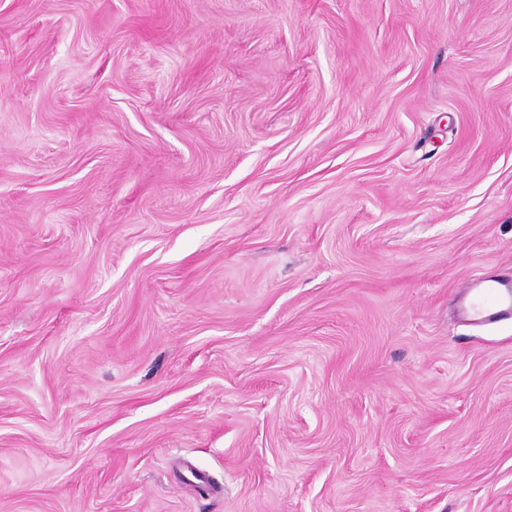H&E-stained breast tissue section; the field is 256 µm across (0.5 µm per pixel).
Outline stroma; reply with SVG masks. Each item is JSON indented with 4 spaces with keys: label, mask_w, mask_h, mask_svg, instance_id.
<instances>
[{
    "label": "stroma",
    "mask_w": 512,
    "mask_h": 512,
    "mask_svg": "<svg viewBox=\"0 0 512 512\" xmlns=\"http://www.w3.org/2000/svg\"><path fill=\"white\" fill-rule=\"evenodd\" d=\"M512 0H0V512H512ZM492 280H472L463 288L469 296L467 314L472 321L495 323L512 319V285L505 288L495 285L481 286Z\"/></svg>",
    "instance_id": "35a3bbf8"
}]
</instances>
